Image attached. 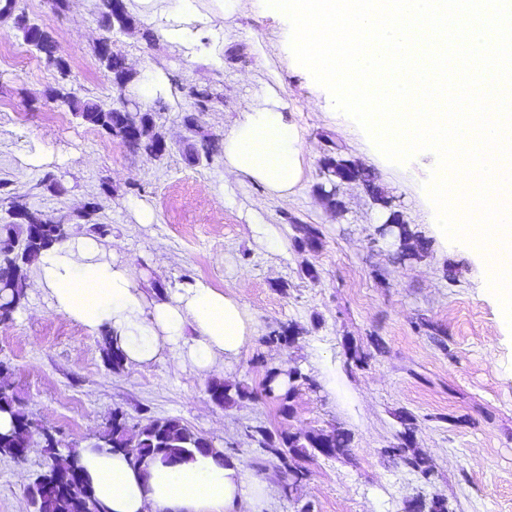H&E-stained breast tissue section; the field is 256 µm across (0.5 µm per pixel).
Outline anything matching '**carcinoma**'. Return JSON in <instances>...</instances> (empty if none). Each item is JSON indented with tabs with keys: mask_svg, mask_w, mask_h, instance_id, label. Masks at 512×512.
<instances>
[{
	"mask_svg": "<svg viewBox=\"0 0 512 512\" xmlns=\"http://www.w3.org/2000/svg\"><path fill=\"white\" fill-rule=\"evenodd\" d=\"M101 22L107 30H112L116 23L129 30L134 20L127 14L122 0H101ZM17 28L22 33L24 41L39 54V58L54 67L60 75L58 86L51 89V97L69 105L76 115L85 122L101 128L117 140L123 139L124 127L130 123L139 126V140L129 150L143 153L160 160L166 152L160 150L164 140L163 134L157 129L150 112H121L112 102L79 103L70 89L67 88L68 66L58 55L57 44L52 35L36 23H28L23 19L17 20ZM105 69L112 74V82L121 89L131 82L134 74L125 67L122 58L107 53L99 56ZM217 151L215 141L203 140L200 146L189 149V162L197 164L201 159H211ZM350 167L358 171L360 181L371 191L372 198L382 203L384 197L379 193L372 172L355 163L337 160L333 157L324 159L321 173L325 181L317 185L324 193L328 204L336 206L335 193L327 186L335 183L336 168ZM7 202V214L12 221L0 224V320H10L25 299L24 284L29 266L39 254L48 249L51 243L62 244L71 235L69 224H61L53 217L38 211L25 209L23 214H15V209L22 205L19 198L8 195L3 198ZM80 218L88 224V231L98 237L110 233V225L98 221L96 206L92 203L85 206ZM388 221L393 224L395 237L399 239L401 254L417 259L428 251V243L409 231L406 225L399 222L398 216L390 214ZM295 243L303 251H313L320 242L319 230L311 224H294ZM300 334L294 326L280 327L265 336V343L278 345ZM101 350L107 361L114 369L123 367L122 359L115 356V346L109 332L102 335ZM215 403L221 407H231L238 401L247 398L251 392L239 384H229L220 379H214L208 385ZM0 413L9 415L11 422L30 419L26 408L18 397L13 370L6 365L0 368ZM264 452L276 458L280 463L279 476L283 491L290 496L298 490L305 473L294 467L292 461L297 458H312L316 455L340 457L347 455L350 435L345 431L318 429L302 432L274 434L265 428L253 427L247 430ZM31 444V436H18L13 429L0 431V456L12 457V449L21 445ZM97 445L100 450L109 454L121 453L129 462L142 471L156 460L175 464L198 452L202 455L225 457V453L212 446L202 435L192 431L182 421L175 417L147 419L128 427V418L123 412L116 410L112 420L107 422L100 432ZM45 448L52 460V465L40 475L44 482L53 479L54 474L70 466L81 464L82 454L77 448L61 450L50 444ZM386 453L400 456L405 463L427 476L431 473L428 460L411 452L409 440L389 448ZM33 512H102V502L97 498L89 485L71 484L65 490L62 498L33 497L31 498Z\"/></svg>",
	"mask_w": 512,
	"mask_h": 512,
	"instance_id": "1",
	"label": "carcinoma"
}]
</instances>
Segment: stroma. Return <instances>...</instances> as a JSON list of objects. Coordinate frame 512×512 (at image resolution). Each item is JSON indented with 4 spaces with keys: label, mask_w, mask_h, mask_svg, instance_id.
Returning a JSON list of instances; mask_svg holds the SVG:
<instances>
[{
    "label": "stroma",
    "mask_w": 512,
    "mask_h": 512,
    "mask_svg": "<svg viewBox=\"0 0 512 512\" xmlns=\"http://www.w3.org/2000/svg\"><path fill=\"white\" fill-rule=\"evenodd\" d=\"M99 3L67 0L58 12L49 0H17L14 13H0V185L30 209L67 216L75 238L86 234L84 206L96 204L112 227L101 245L129 260L146 295L188 279L239 294L255 333L216 377L248 386L252 396L219 407L208 392L211 378L168 355L141 370L112 369L99 333L57 313L30 285L13 320L0 324V360L13 367L27 411L61 447L81 449L95 443L117 408L134 424L179 418L266 482L256 512H408L411 503L436 500L448 512H512V328L501 322L485 264L463 244L444 243L429 222L432 159L384 162L330 93L289 57L288 22L273 12L225 15L223 50L211 55L212 39L202 35L196 61L139 15L132 30L107 33ZM21 18L51 33L78 99L138 102L170 142V155L157 161L130 152L50 100L59 75L24 43ZM106 37L134 73L120 90L96 56ZM153 74L165 87L142 99L139 90ZM194 89L213 98L192 133L183 116L195 108ZM270 95L285 103L312 148L287 204L260 184L225 180L223 154L195 165L185 157L203 138L223 142L240 114L265 106ZM42 146L54 161L20 172L21 157ZM328 156L371 169L390 208L362 185L341 183L342 207L330 209L316 191ZM49 174L63 192L46 189ZM137 202L152 208L153 223H138ZM391 210L429 240L425 257L402 259L398 243L378 235ZM296 221L319 229L316 251L297 248ZM257 224L277 233V248L254 232ZM308 265L316 278L304 276ZM288 324L301 330L294 342L265 343L270 329ZM376 337L384 353L375 352ZM357 349L369 353L367 365L351 361ZM283 365L308 377L296 383L287 413L267 390L268 370ZM405 414L415 420L413 446L429 460L430 478L385 453L399 443ZM255 425L276 433L338 427L350 433V451L297 460L306 477L288 497L247 435ZM48 466L39 447L19 462L0 457V512H32L26 488Z\"/></svg>",
    "instance_id": "35a3bbf8"
}]
</instances>
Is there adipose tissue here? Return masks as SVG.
Instances as JSON below:
<instances>
[{"mask_svg":"<svg viewBox=\"0 0 512 512\" xmlns=\"http://www.w3.org/2000/svg\"><path fill=\"white\" fill-rule=\"evenodd\" d=\"M224 176L263 185L290 201L303 176L305 147L278 107L242 113L224 136ZM37 288L57 313L90 331L110 329L127 363L142 368L168 352L209 372L237 358L254 334L239 297L201 280L147 298L131 266L79 237L42 251ZM85 475L110 512H246L263 483L238 460L194 454L133 468L122 455L85 450Z\"/></svg>","mask_w":512,"mask_h":512,"instance_id":"obj_1","label":"adipose tissue"}]
</instances>
